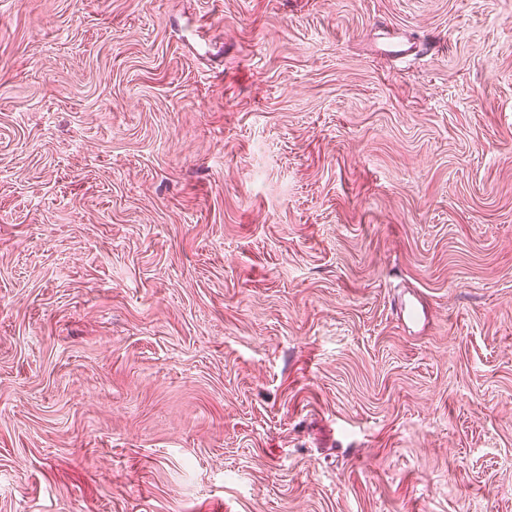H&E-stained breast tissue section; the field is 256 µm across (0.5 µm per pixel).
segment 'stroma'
Listing matches in <instances>:
<instances>
[{
    "instance_id": "1",
    "label": "stroma",
    "mask_w": 512,
    "mask_h": 512,
    "mask_svg": "<svg viewBox=\"0 0 512 512\" xmlns=\"http://www.w3.org/2000/svg\"><path fill=\"white\" fill-rule=\"evenodd\" d=\"M0 512H512V0H0ZM397 316L408 328H425L429 325L432 314L430 307L417 292H409L398 306Z\"/></svg>"
}]
</instances>
